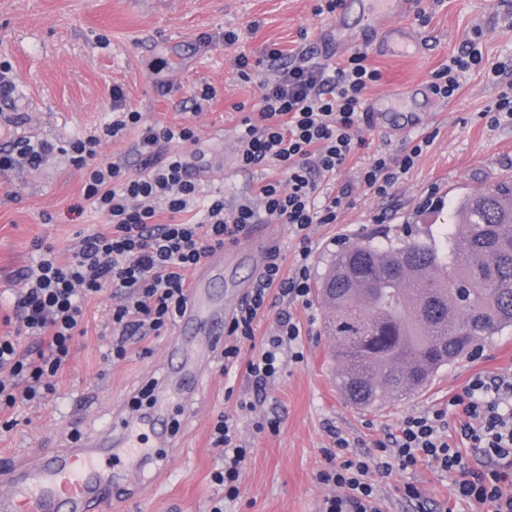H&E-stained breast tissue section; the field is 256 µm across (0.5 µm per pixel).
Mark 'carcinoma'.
Masks as SVG:
<instances>
[{
	"mask_svg": "<svg viewBox=\"0 0 512 512\" xmlns=\"http://www.w3.org/2000/svg\"><path fill=\"white\" fill-rule=\"evenodd\" d=\"M462 225L406 241L343 242L319 294L336 387L356 409L426 388L438 371L512 330V177L451 202Z\"/></svg>",
	"mask_w": 512,
	"mask_h": 512,
	"instance_id": "1",
	"label": "carcinoma"
}]
</instances>
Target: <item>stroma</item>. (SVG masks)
I'll list each match as a JSON object with an SVG mask.
<instances>
[{
    "mask_svg": "<svg viewBox=\"0 0 512 512\" xmlns=\"http://www.w3.org/2000/svg\"><path fill=\"white\" fill-rule=\"evenodd\" d=\"M317 0H0V62L15 78L11 100H0V148L20 137L67 142L100 136L116 114L112 91L121 89L124 109L162 124L189 123L197 140L182 151L193 165L203 194L223 192L234 203L248 190L251 175L239 170L235 142L242 110L259 99L268 66L242 81L238 55L261 57L268 46L290 53L317 50L329 14H315ZM409 24L422 42L419 58L397 60L369 54L381 80L369 97L397 94L411 84H428L432 72L458 55L466 39H480L484 64L461 79L453 100L419 108L416 124L403 137L363 128L365 140L354 161L322 183V193L349 182L352 195L332 224L309 230L311 280H318L337 241L382 225L405 221L448 224L451 200L480 192L512 175V119L490 124L486 113L501 95L512 96V0H416ZM238 33L233 45L199 40L201 34ZM499 66L492 74L491 66ZM216 95L195 111L193 95L204 86ZM431 143L416 158L392 195L378 196L356 180L357 167L376 155L398 158L423 138ZM83 173L58 155L34 172L0 176V332L12 312L18 275L37 256L35 242L52 246L58 259L71 257L77 237L110 232L105 217L84 201ZM310 307L295 306L302 334L301 360L285 359L274 380L257 385L246 371L252 356L243 344L238 363L224 373L221 359L204 370L189 411L171 425L177 447L159 478H145L115 512H320L331 486L318 475L328 469L327 449L345 437L349 452L365 459L410 415L448 407L478 373H512V331L494 337L482 353L459 360L439 374L422 394L388 400L382 409L362 412L347 405L332 378L330 341L323 333L326 309L318 295ZM111 291L84 306V335L75 337L66 370L53 380L55 391L38 404L0 413V458H32L44 448L70 445L92 435L113 410L150 398L149 381L170 363L175 333L149 337L126 360H112ZM254 402L243 412L240 401ZM238 419V438L247 456L235 497H226L213 474L222 459L210 446L219 415ZM276 429L257 430L264 419ZM382 512H486L456 499L453 476L433 465L392 475L373 472ZM421 498L406 497L405 486Z\"/></svg>",
    "mask_w": 512,
    "mask_h": 512,
    "instance_id": "1",
    "label": "stroma"
}]
</instances>
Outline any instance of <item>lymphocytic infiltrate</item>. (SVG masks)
<instances>
[{"instance_id": "f902f5d3", "label": "lymphocytic infiltrate", "mask_w": 512, "mask_h": 512, "mask_svg": "<svg viewBox=\"0 0 512 512\" xmlns=\"http://www.w3.org/2000/svg\"><path fill=\"white\" fill-rule=\"evenodd\" d=\"M264 59L275 64V77L263 84L259 102L241 120L238 162L241 171L270 168L274 174L253 182L248 197L235 205H227L220 193L202 195L183 155L168 152L169 144L195 141L193 126L147 122L134 110L113 120L103 137L137 129L134 150L141 174L136 178L120 163L98 162L101 137L63 145L18 139L0 150L1 175L39 169L57 153L69 156L85 171L84 198L112 226L111 233L82 237L65 262L52 247H41L37 260L22 270L13 313L21 332L37 337L39 345L35 353L25 354L17 336L0 334V411L43 399L51 391L53 378L69 361L74 338L85 332L88 298L108 288L117 297L111 310V355L122 360L132 340L163 336L174 326L186 307L188 274L210 250L237 242L253 224H287L304 238L312 225L335 223L353 187L345 183L324 195L319 184L348 165L363 146L359 129L366 121V94L381 74L362 49L334 64L311 61L304 52L288 58L276 48L267 50ZM482 63L478 41L466 40L459 55L432 72V93L452 99L463 74ZM422 149L415 144L397 160L372 157L359 166V182L377 195L391 194ZM162 210L168 215L164 222L158 219ZM187 212L195 213L196 221H182ZM310 257V249H303L287 271L279 252L271 251L255 288L225 330L224 370L237 363L242 342L255 340V322L270 289H279L292 303L307 300ZM300 333L293 313L281 310L275 332L247 363L256 383L275 378ZM455 402L462 408L457 424H450L442 410L407 417L393 437L379 442L374 460L347 457L349 443L337 437L342 459L318 475L334 488L322 512H380L373 469L404 472L425 462L454 475L458 500L487 506L489 512H512V375H474ZM237 430L236 420L221 415L211 433L212 448L224 458L223 470L213 479L230 497L237 493L247 455ZM461 439L490 460L488 470L465 462L457 449Z\"/></svg>"}]
</instances>
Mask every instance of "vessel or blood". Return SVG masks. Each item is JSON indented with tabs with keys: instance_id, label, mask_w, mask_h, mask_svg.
Listing matches in <instances>:
<instances>
[{
	"instance_id": "obj_1",
	"label": "vessel or blood",
	"mask_w": 512,
	"mask_h": 512,
	"mask_svg": "<svg viewBox=\"0 0 512 512\" xmlns=\"http://www.w3.org/2000/svg\"><path fill=\"white\" fill-rule=\"evenodd\" d=\"M365 26L354 32L345 9L321 37L323 50L338 56L361 40L388 57H417L420 42L403 19L413 0H354ZM235 256L217 248L205 259L188 288L181 326L192 334L179 347L181 360L158 374L152 404L140 412L119 408L111 420L83 443L67 448H46L37 460L15 456L0 459V512H113L122 502L132 477L164 469L176 446L168 428L172 412L186 411L197 387L200 369L209 365L224 325L236 303L213 301L206 288Z\"/></svg>"
}]
</instances>
